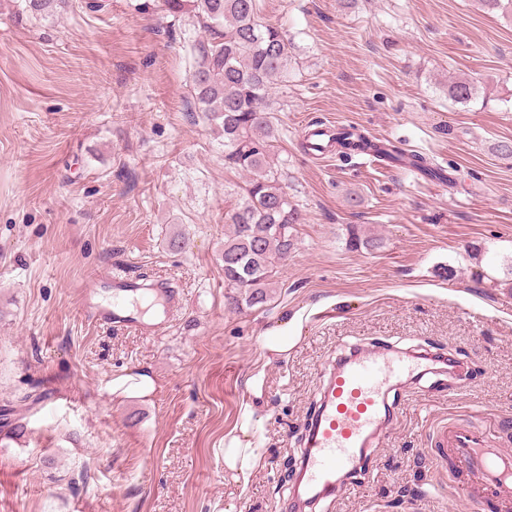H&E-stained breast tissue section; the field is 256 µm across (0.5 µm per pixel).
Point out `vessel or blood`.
Masks as SVG:
<instances>
[{
	"label": "vessel or blood",
	"mask_w": 512,
	"mask_h": 512,
	"mask_svg": "<svg viewBox=\"0 0 512 512\" xmlns=\"http://www.w3.org/2000/svg\"><path fill=\"white\" fill-rule=\"evenodd\" d=\"M182 304V294L168 279L147 283L123 271L98 274L81 298L90 320L150 337L169 325ZM418 365L416 355L355 344L337 353L323 372V392L308 420L289 512H312L347 478L369 467L370 449L395 417L388 394ZM492 436L475 423L444 422L431 433L430 454L449 472L469 476L489 512H512V453L496 447Z\"/></svg>",
	"instance_id": "1"
}]
</instances>
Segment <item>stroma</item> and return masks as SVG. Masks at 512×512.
I'll use <instances>...</instances> for the list:
<instances>
[{"instance_id":"stroma-1","label":"stroma","mask_w":512,"mask_h":512,"mask_svg":"<svg viewBox=\"0 0 512 512\" xmlns=\"http://www.w3.org/2000/svg\"><path fill=\"white\" fill-rule=\"evenodd\" d=\"M258 9L292 43L271 91L274 162L305 221L270 301L236 308L221 255L241 180L191 96L199 30L162 0H62L38 17L0 0V512H287L321 371L345 343L447 351L465 373L431 363L391 391L398 418L372 467L313 512H481L427 449L460 416L512 428V159L494 151L512 142V14L480 0ZM452 74L479 100L450 101ZM314 123L389 140L456 183L308 154ZM355 233L380 247L354 248ZM114 267L182 293L159 336L84 316L83 290ZM130 373L155 391H113ZM248 404L264 460L241 486L220 450Z\"/></svg>"}]
</instances>
